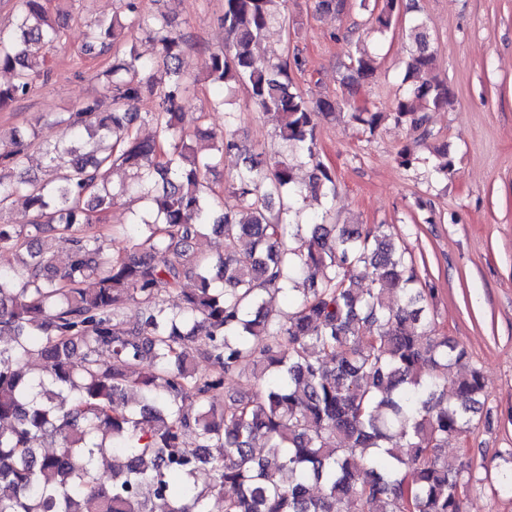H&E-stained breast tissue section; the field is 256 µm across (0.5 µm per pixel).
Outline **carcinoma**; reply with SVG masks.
<instances>
[{
  "label": "carcinoma",
  "instance_id": "obj_1",
  "mask_svg": "<svg viewBox=\"0 0 512 512\" xmlns=\"http://www.w3.org/2000/svg\"><path fill=\"white\" fill-rule=\"evenodd\" d=\"M139 2L121 0L122 14L87 24L82 51H114L140 30L167 82L154 81L152 63L127 42L105 72L106 94L60 118L73 131L69 146H45L33 129L0 152V215L22 199L28 216L0 220V251L16 255L0 267V337H9L0 346V512H155L158 501L165 512H462L467 468L442 444L470 428L480 370L436 335V288L384 226L328 224L327 213L301 206L308 194L327 205L336 198V174L319 160V116L347 110L372 135L390 115L428 136L423 112L448 105L450 91L423 21L408 26L410 57L387 114L344 99L312 104L293 81L299 57L256 54L286 17V0H224L227 39L204 61L213 106L228 103L224 91L246 89L292 151L267 163L239 141L229 112L210 135L212 151L186 142L177 126L190 87L180 73L185 36ZM401 7L359 0L381 36ZM63 29L45 0H17L11 31L0 30V70L12 75L0 84V110L48 74L46 48ZM378 64L362 49L348 70L365 81ZM154 90L156 135L144 140L124 105ZM33 150L66 173L27 177ZM231 153L243 166L217 193L208 174ZM398 162L429 163L445 179L453 171L448 154L431 163L409 145ZM117 166L131 184H111ZM126 193L147 210L112 230L133 243L114 255L90 223ZM48 228L63 242L49 256L35 248ZM209 232L224 241L216 259L194 249ZM366 279L374 287L359 288ZM173 292L181 303L169 308ZM271 293L288 311L268 308ZM130 303L141 309L133 324L121 320ZM34 356L45 363L37 374ZM198 357L217 371L199 373ZM244 361L255 391L226 404L224 380ZM47 439L55 450L37 446ZM106 449L113 463L103 470ZM203 470L211 482L201 489ZM226 486L235 490L228 498Z\"/></svg>",
  "mask_w": 512,
  "mask_h": 512
}]
</instances>
